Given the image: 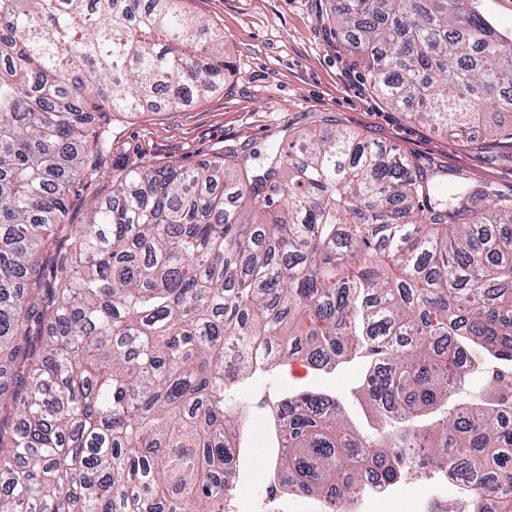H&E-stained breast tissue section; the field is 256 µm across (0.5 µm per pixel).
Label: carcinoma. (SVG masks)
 Segmentation results:
<instances>
[{"mask_svg":"<svg viewBox=\"0 0 512 512\" xmlns=\"http://www.w3.org/2000/svg\"><path fill=\"white\" fill-rule=\"evenodd\" d=\"M512 0H336L374 94L472 152L512 147ZM182 0H0V512H232L251 380L364 364L363 432L328 392L268 405L280 488L328 512L412 475L512 512V187L419 169L336 129L139 157L72 224L117 116L224 83ZM482 384L467 391L475 368Z\"/></svg>","mask_w":512,"mask_h":512,"instance_id":"carcinoma-1","label":"carcinoma"}]
</instances>
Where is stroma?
<instances>
[{"instance_id":"obj_1","label":"stroma","mask_w":512,"mask_h":512,"mask_svg":"<svg viewBox=\"0 0 512 512\" xmlns=\"http://www.w3.org/2000/svg\"><path fill=\"white\" fill-rule=\"evenodd\" d=\"M190 11L224 35L229 70L224 83L178 112H139L120 117L121 146L107 162L109 172L87 182L68 200L69 220L86 223L90 204L111 190L110 173L139 156L162 166L197 167L231 146L261 163L270 145L311 129L336 124L389 150L412 155L423 166L443 165L449 174L496 188L512 186V154L501 148L475 153L453 145L447 132L406 117L378 100L362 68L355 66L342 36L328 23L333 0H183ZM356 365L319 375L299 359L287 361L243 390L254 403L246 446L237 460L234 512H318L311 498L282 495L269 502L266 486L277 450L270 440L262 399L304 389H325L346 413L364 421L351 395ZM457 485L440 478L404 480L368 495L353 512H423L429 499L452 502Z\"/></svg>"}]
</instances>
